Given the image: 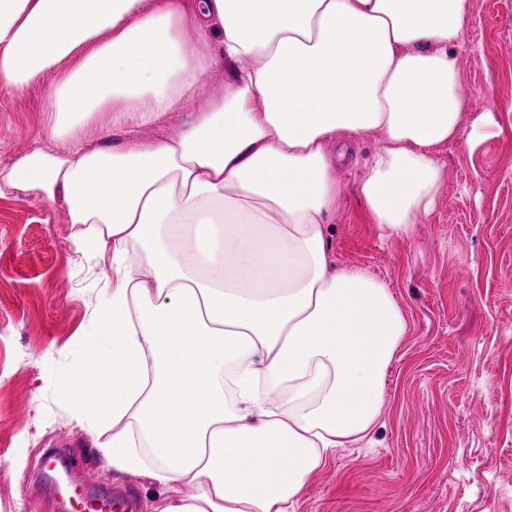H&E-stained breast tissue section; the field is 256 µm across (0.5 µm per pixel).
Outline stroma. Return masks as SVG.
Returning <instances> with one entry per match:
<instances>
[{"instance_id":"stroma-1","label":"stroma","mask_w":512,"mask_h":512,"mask_svg":"<svg viewBox=\"0 0 512 512\" xmlns=\"http://www.w3.org/2000/svg\"><path fill=\"white\" fill-rule=\"evenodd\" d=\"M458 51L470 98L493 116L479 137L436 150L444 185L406 236L368 223L362 164L382 148L362 136L336 175L330 253L384 282L408 326L390 363L369 439L336 449L290 512H512V0H468ZM48 84L0 90V167L46 134ZM61 202L0 198V512H48L33 475L65 445L106 488L131 486L155 512L148 479L113 475L57 396L104 288L72 243Z\"/></svg>"}]
</instances>
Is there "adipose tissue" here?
<instances>
[{
	"label": "adipose tissue",
	"instance_id": "1",
	"mask_svg": "<svg viewBox=\"0 0 512 512\" xmlns=\"http://www.w3.org/2000/svg\"><path fill=\"white\" fill-rule=\"evenodd\" d=\"M467 16V0H0V85L52 83L46 140L0 168V196L62 201L78 251L111 260L60 395L88 431L111 426L99 454L162 487L159 512H288L370 435L406 322L329 255L345 191L329 147L383 134L360 195L380 236L409 235L443 185L435 147L491 119H465ZM219 61L234 80L199 96ZM103 122L111 139L82 137Z\"/></svg>",
	"mask_w": 512,
	"mask_h": 512
}]
</instances>
